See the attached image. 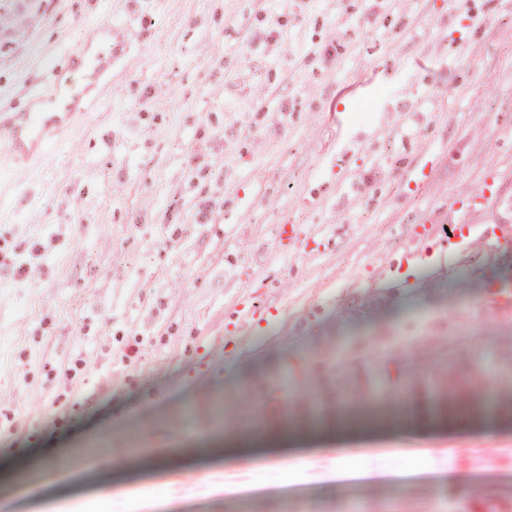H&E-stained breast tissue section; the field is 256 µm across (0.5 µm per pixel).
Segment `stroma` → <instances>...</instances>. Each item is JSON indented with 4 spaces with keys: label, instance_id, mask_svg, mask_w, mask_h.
Listing matches in <instances>:
<instances>
[{
    "label": "stroma",
    "instance_id": "stroma-1",
    "mask_svg": "<svg viewBox=\"0 0 512 512\" xmlns=\"http://www.w3.org/2000/svg\"><path fill=\"white\" fill-rule=\"evenodd\" d=\"M107 26L127 33L111 89L0 167V479L40 487L10 512L512 497V310L474 311L512 261L411 236L512 226V0H0V111ZM282 224L324 248L280 247ZM404 380L427 411L458 388L502 409L337 455L308 422L265 435L291 398L389 408ZM449 466L463 485L438 489ZM497 194L494 182H484L478 187L467 189L460 194V203L466 211H475L484 208Z\"/></svg>",
    "mask_w": 512,
    "mask_h": 512
}]
</instances>
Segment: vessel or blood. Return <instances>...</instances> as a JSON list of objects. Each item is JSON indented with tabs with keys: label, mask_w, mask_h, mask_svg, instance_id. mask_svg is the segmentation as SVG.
Returning a JSON list of instances; mask_svg holds the SVG:
<instances>
[{
	"label": "vessel or blood",
	"mask_w": 512,
	"mask_h": 512,
	"mask_svg": "<svg viewBox=\"0 0 512 512\" xmlns=\"http://www.w3.org/2000/svg\"><path fill=\"white\" fill-rule=\"evenodd\" d=\"M85 52L72 65L53 75L51 82L20 112L0 113V142L8 146L9 158L21 167L42 156L48 143L61 131L72 128L90 112L112 74V62L120 55L119 36L103 38L94 31L84 42ZM497 194L495 183L486 182L461 192L466 211L484 208ZM512 309V276L503 275L488 284L487 296L476 311L485 317Z\"/></svg>",
	"instance_id": "vessel-or-blood-1"
}]
</instances>
